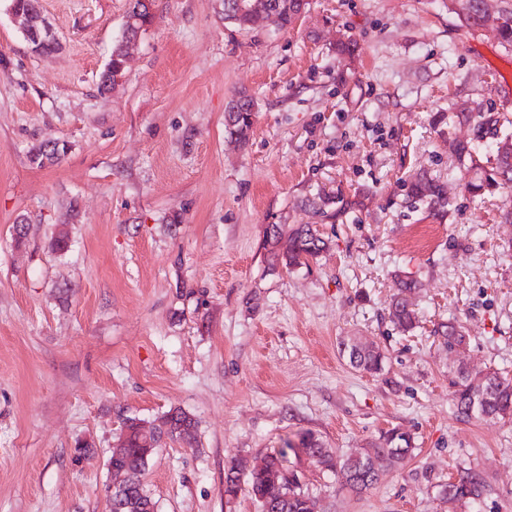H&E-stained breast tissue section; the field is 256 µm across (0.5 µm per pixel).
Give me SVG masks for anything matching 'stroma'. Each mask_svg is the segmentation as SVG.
Returning a JSON list of instances; mask_svg holds the SVG:
<instances>
[{"instance_id":"35a3bbf8","label":"stroma","mask_w":512,"mask_h":512,"mask_svg":"<svg viewBox=\"0 0 512 512\" xmlns=\"http://www.w3.org/2000/svg\"><path fill=\"white\" fill-rule=\"evenodd\" d=\"M308 2L276 32L228 25L224 0H155L103 94L127 0H41L62 42L50 56L0 0V512H105L123 418L173 407L199 445L150 461L158 512H260L248 487L225 496L230 461L250 467L300 432L347 456L391 429L412 456L358 494L289 457L318 512H512V420L456 419L452 387L460 368L512 379V195L464 193L434 122L478 102L512 134V51L448 0ZM242 92L258 112L240 145L224 112ZM46 140L69 149L41 168L29 151ZM422 168L448 186L444 219L405 201ZM320 189L356 204L321 224L329 247L308 266L269 270L268 226L306 222ZM73 197L82 221L65 226ZM400 274L420 283L409 335L388 318ZM453 314L468 336L454 355L431 333ZM350 338L382 350L381 375L350 365ZM467 473L481 499H442Z\"/></svg>"}]
</instances>
